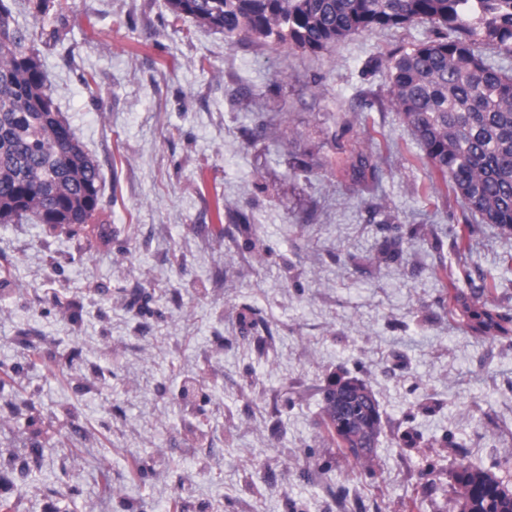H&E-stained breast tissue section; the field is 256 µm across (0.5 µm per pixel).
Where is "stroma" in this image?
<instances>
[{"mask_svg":"<svg viewBox=\"0 0 512 512\" xmlns=\"http://www.w3.org/2000/svg\"><path fill=\"white\" fill-rule=\"evenodd\" d=\"M66 2L13 7L45 32L101 206L0 224V462L69 417L81 459L45 451L8 512H459L461 462L512 489V233L472 215L389 100L391 60L432 26L308 53L226 44L167 0ZM484 284L495 338L448 312ZM201 371L199 412L178 389ZM353 378L382 417L359 464L322 414ZM150 435L165 460L146 463Z\"/></svg>","mask_w":512,"mask_h":512,"instance_id":"1","label":"stroma"}]
</instances>
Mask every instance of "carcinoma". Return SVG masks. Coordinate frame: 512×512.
I'll return each mask as SVG.
<instances>
[{
  "label": "carcinoma",
  "mask_w": 512,
  "mask_h": 512,
  "mask_svg": "<svg viewBox=\"0 0 512 512\" xmlns=\"http://www.w3.org/2000/svg\"><path fill=\"white\" fill-rule=\"evenodd\" d=\"M178 19L228 42L273 40L317 53L371 29L428 21L435 36L397 56L387 72L390 101L428 164L486 224L512 232V71L478 44L512 57V0H167ZM36 30L0 0V224H87L98 210V164L50 92ZM483 285L456 306L486 335L506 332L487 309ZM327 429L361 463L381 430L378 404L359 380L325 396ZM460 512H512V491L461 463L451 473Z\"/></svg>",
  "instance_id": "carcinoma-1"
}]
</instances>
